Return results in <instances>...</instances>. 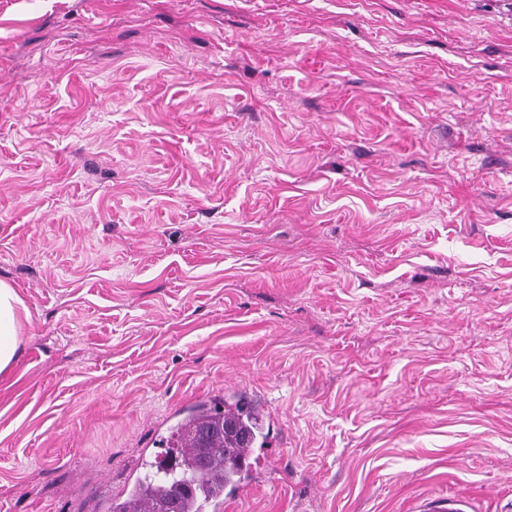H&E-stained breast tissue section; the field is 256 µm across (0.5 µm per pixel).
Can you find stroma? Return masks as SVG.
<instances>
[{
    "label": "stroma",
    "instance_id": "1",
    "mask_svg": "<svg viewBox=\"0 0 512 512\" xmlns=\"http://www.w3.org/2000/svg\"><path fill=\"white\" fill-rule=\"evenodd\" d=\"M0 512H106L182 409L224 512L512 500V0H0ZM27 308L13 286L0 280V376L11 373L18 360Z\"/></svg>",
    "mask_w": 512,
    "mask_h": 512
}]
</instances>
